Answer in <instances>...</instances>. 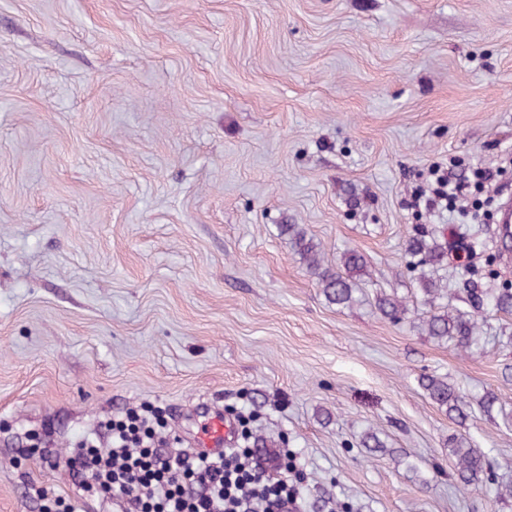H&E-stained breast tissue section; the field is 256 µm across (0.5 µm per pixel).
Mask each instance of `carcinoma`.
<instances>
[{
	"label": "carcinoma",
	"mask_w": 512,
	"mask_h": 512,
	"mask_svg": "<svg viewBox=\"0 0 512 512\" xmlns=\"http://www.w3.org/2000/svg\"><path fill=\"white\" fill-rule=\"evenodd\" d=\"M280 232L289 236L295 253L316 277L329 303L342 307H350L356 303V282L368 276L366 261L360 253L347 251L338 266L325 267L321 263L319 244L307 236L300 225L282 224ZM407 254L410 257L411 269L414 270L439 260L445 255V250L437 240L436 230L423 228L408 240ZM418 283L423 302L431 307L430 315L424 321L428 336L451 345L461 353H466L477 345L479 318L482 317L485 305H492L498 312L512 313V288H498L491 294L468 288L467 301L471 311L464 312L438 303L443 298V289L437 287L427 273H419ZM377 306L381 314L392 321L401 320L406 312L400 301L387 296L379 298ZM419 386L438 407L444 409L450 419L461 424L469 417L470 402L465 395L448 384V377L424 375L419 379ZM448 455L455 460L452 478L460 488L466 490L485 486L498 495L512 496V488L499 484L494 468L486 462L481 451L472 447L463 435H454L448 439Z\"/></svg>",
	"instance_id": "1"
}]
</instances>
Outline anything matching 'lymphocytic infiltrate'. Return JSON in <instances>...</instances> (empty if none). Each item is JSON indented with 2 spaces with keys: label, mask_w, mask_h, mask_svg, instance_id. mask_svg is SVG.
Segmentation results:
<instances>
[{
  "label": "lymphocytic infiltrate",
  "mask_w": 512,
  "mask_h": 512,
  "mask_svg": "<svg viewBox=\"0 0 512 512\" xmlns=\"http://www.w3.org/2000/svg\"><path fill=\"white\" fill-rule=\"evenodd\" d=\"M491 170L479 167L471 183L450 180L433 167L425 188L414 194L428 209H452L469 185L491 181ZM162 410L143 406L107 421L106 438L85 437L73 459V477L86 496L127 504V512H282L296 505L288 482L291 464L278 462L279 475L260 470L252 453L235 448L218 456L187 450L172 454L157 448Z\"/></svg>",
  "instance_id": "f902f5d3"
}]
</instances>
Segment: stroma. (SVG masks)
Listing matches in <instances>:
<instances>
[{
    "label": "stroma",
    "mask_w": 512,
    "mask_h": 512,
    "mask_svg": "<svg viewBox=\"0 0 512 512\" xmlns=\"http://www.w3.org/2000/svg\"><path fill=\"white\" fill-rule=\"evenodd\" d=\"M447 162L512 186V0H0V512L75 494L80 436L142 403L182 448L202 401L250 417L257 461L295 451L301 512H512L448 476L461 433L512 482V316L458 354L406 266L418 225L498 238L410 206ZM283 224L366 258L361 303ZM424 374L502 406L457 426ZM281 234L288 235L293 249L306 263L314 275L326 300L342 307L356 303L354 295L356 281L369 275L364 257L357 251L350 250L343 254L335 268L324 267L320 259L319 244L312 237H307L305 230L297 224L280 225Z\"/></svg>",
    "instance_id": "35a3bbf8"
}]
</instances>
